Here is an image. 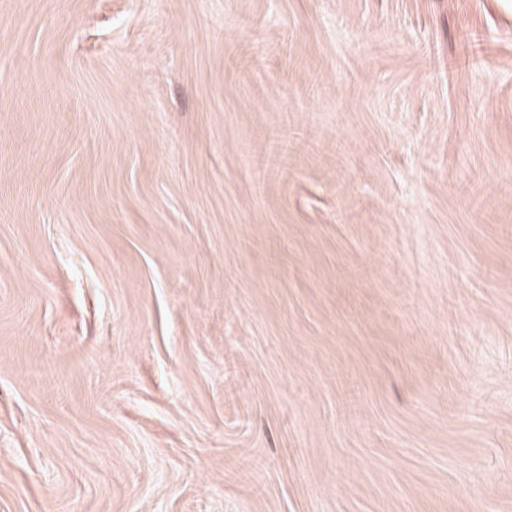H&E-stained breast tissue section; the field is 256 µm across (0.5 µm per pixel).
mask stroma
Listing matches in <instances>:
<instances>
[{
	"label": "stroma",
	"instance_id": "1",
	"mask_svg": "<svg viewBox=\"0 0 512 512\" xmlns=\"http://www.w3.org/2000/svg\"><path fill=\"white\" fill-rule=\"evenodd\" d=\"M0 512H512V0H0Z\"/></svg>",
	"mask_w": 512,
	"mask_h": 512
}]
</instances>
